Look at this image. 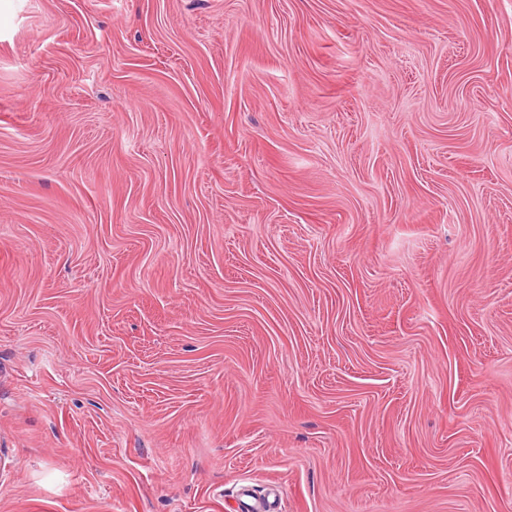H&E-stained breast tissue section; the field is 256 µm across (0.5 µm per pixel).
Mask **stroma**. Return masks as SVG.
<instances>
[{
    "label": "stroma",
    "instance_id": "35a3bbf8",
    "mask_svg": "<svg viewBox=\"0 0 512 512\" xmlns=\"http://www.w3.org/2000/svg\"><path fill=\"white\" fill-rule=\"evenodd\" d=\"M512 512V0H0V512Z\"/></svg>",
    "mask_w": 512,
    "mask_h": 512
}]
</instances>
